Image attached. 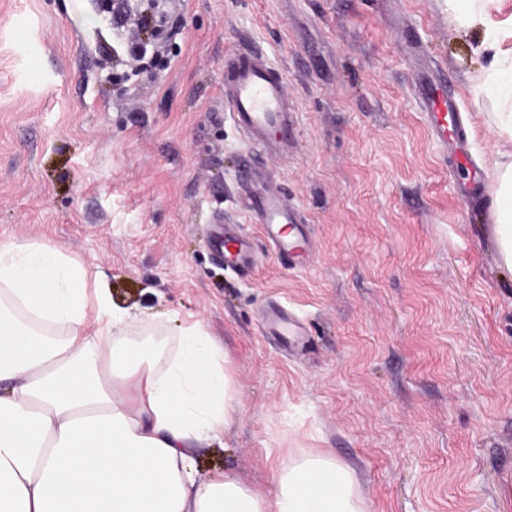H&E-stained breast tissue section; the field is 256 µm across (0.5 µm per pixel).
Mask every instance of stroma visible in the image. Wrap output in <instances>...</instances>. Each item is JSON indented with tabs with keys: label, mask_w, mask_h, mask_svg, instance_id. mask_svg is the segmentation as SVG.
Wrapping results in <instances>:
<instances>
[{
	"label": "stroma",
	"mask_w": 512,
	"mask_h": 512,
	"mask_svg": "<svg viewBox=\"0 0 512 512\" xmlns=\"http://www.w3.org/2000/svg\"><path fill=\"white\" fill-rule=\"evenodd\" d=\"M164 58L114 83L91 0H0V239L91 264L156 335L202 323L237 401L191 445L200 479L273 496L279 466L347 463L364 512H512V271L491 234L500 136L475 97L491 55L445 0H177ZM262 52L294 144L257 167L301 217L305 264L244 209L253 153L224 104L225 61ZM462 110L468 172L430 130L421 67ZM249 238L242 275L208 244L216 208ZM281 306L299 335H266Z\"/></svg>",
	"instance_id": "1"
}]
</instances>
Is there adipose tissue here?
Segmentation results:
<instances>
[{
  "label": "adipose tissue",
  "mask_w": 512,
  "mask_h": 512,
  "mask_svg": "<svg viewBox=\"0 0 512 512\" xmlns=\"http://www.w3.org/2000/svg\"><path fill=\"white\" fill-rule=\"evenodd\" d=\"M495 0H448L459 28H483L492 63L479 94L499 151L492 232L512 270V26ZM89 265L41 240L0 239V512H362L348 466L324 454L284 462L266 499L241 479L199 480L190 445L236 403L224 353L202 324L177 345L120 333L127 312Z\"/></svg>",
  "instance_id": "obj_1"
}]
</instances>
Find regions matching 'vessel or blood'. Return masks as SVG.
<instances>
[{
  "instance_id": "b4317fda",
  "label": "vessel or blood",
  "mask_w": 512,
  "mask_h": 512,
  "mask_svg": "<svg viewBox=\"0 0 512 512\" xmlns=\"http://www.w3.org/2000/svg\"><path fill=\"white\" fill-rule=\"evenodd\" d=\"M422 99L425 117L440 142L448 140V114L457 107L444 80L427 84ZM224 100L234 122L258 152H285L292 146L293 112L280 80L259 52L232 57L224 77ZM252 191L246 199L250 217L262 225L266 239L278 257L307 253L309 242L298 233L295 210L282 194L257 172H250ZM213 249L229 267L246 271L254 263L248 239L228 227H220Z\"/></svg>"
}]
</instances>
